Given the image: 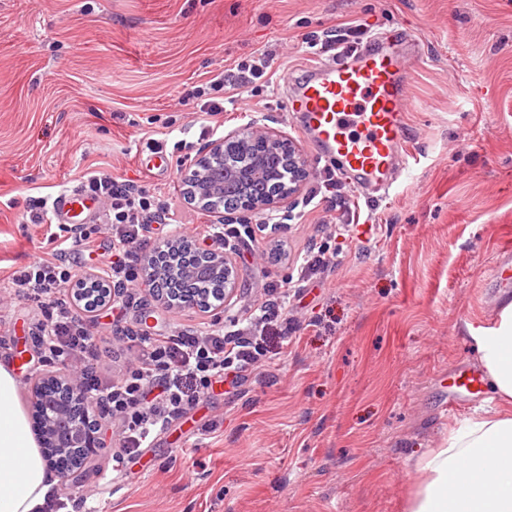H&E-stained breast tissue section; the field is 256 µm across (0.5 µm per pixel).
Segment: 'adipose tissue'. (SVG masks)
<instances>
[{
  "instance_id": "obj_1",
  "label": "adipose tissue",
  "mask_w": 512,
  "mask_h": 512,
  "mask_svg": "<svg viewBox=\"0 0 512 512\" xmlns=\"http://www.w3.org/2000/svg\"><path fill=\"white\" fill-rule=\"evenodd\" d=\"M490 406L450 423L416 464L401 512H512V299L466 326ZM54 481L19 402L11 364L0 362V512H37Z\"/></svg>"
}]
</instances>
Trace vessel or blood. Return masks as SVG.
<instances>
[{
    "mask_svg": "<svg viewBox=\"0 0 512 512\" xmlns=\"http://www.w3.org/2000/svg\"><path fill=\"white\" fill-rule=\"evenodd\" d=\"M420 49V41L407 32L376 34L363 47L307 66L302 80L289 82L285 110L304 114L303 136L336 156L361 195L389 196L412 176L406 96ZM98 207L95 198L73 189L56 197L52 213L58 223L78 224ZM483 386L480 370H456L449 407Z\"/></svg>",
    "mask_w": 512,
    "mask_h": 512,
    "instance_id": "b4317fda",
    "label": "vessel or blood"
}]
</instances>
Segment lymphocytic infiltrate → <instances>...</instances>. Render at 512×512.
Listing matches in <instances>:
<instances>
[{
    "label": "lymphocytic infiltrate",
    "mask_w": 512,
    "mask_h": 512,
    "mask_svg": "<svg viewBox=\"0 0 512 512\" xmlns=\"http://www.w3.org/2000/svg\"><path fill=\"white\" fill-rule=\"evenodd\" d=\"M269 66L267 56L238 62L203 85L186 89L180 102L195 111L216 116L224 112L225 91H240L261 78ZM81 190L106 205L105 221L112 231V261L107 276L113 286L125 289L115 300L118 313L112 332L126 343L132 359L118 379L105 380L97 373L102 341L74 312L68 288L79 277L70 264L67 244L90 247L83 230H69L66 243L33 257L28 264L0 277V289L17 296L43 301L45 314L37 325L41 352L48 361L82 372L85 388L98 396L106 417L120 427V446L112 454L115 469L134 463L141 449L196 407L215 384L231 380L239 384L248 368L262 364L266 351L261 341L269 330L288 336L296 327L289 306L304 283L323 274L339 252L329 242L299 252L295 264L298 279L284 277L262 283L261 296L232 330L198 333L191 330L147 336L126 311L135 302L142 284L139 252L148 245L143 231L150 224L170 221L171 208L161 204L136 181L119 179L101 171L84 174Z\"/></svg>",
    "instance_id": "1"
}]
</instances>
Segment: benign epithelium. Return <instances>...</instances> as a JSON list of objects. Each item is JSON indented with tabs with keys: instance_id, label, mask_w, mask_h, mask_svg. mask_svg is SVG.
Wrapping results in <instances>:
<instances>
[{
	"instance_id": "1",
	"label": "benign epithelium",
	"mask_w": 512,
	"mask_h": 512,
	"mask_svg": "<svg viewBox=\"0 0 512 512\" xmlns=\"http://www.w3.org/2000/svg\"><path fill=\"white\" fill-rule=\"evenodd\" d=\"M260 144L265 153H275L282 146L288 147V182L273 195L246 202L238 210L242 217L260 215L281 208L301 192L308 171L295 142L283 134L266 127L234 129L204 145L194 156L184 183L189 202L217 214L219 223L225 215L209 204L222 196L224 180L245 181L268 174L264 153L252 151ZM209 274L221 283V300L224 304L234 297L238 282L232 275V264L222 252L208 254ZM94 281L100 287L101 303L108 307L116 297V289L105 275L88 271L80 282ZM33 400L30 417L40 447L49 449L45 455L47 465L54 470L63 484L77 485L88 464L96 454L102 422L92 423L91 417L99 416L102 401L85 392L79 372L71 367L45 371L34 378Z\"/></svg>"
}]
</instances>
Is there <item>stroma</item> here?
Masks as SVG:
<instances>
[{
	"mask_svg": "<svg viewBox=\"0 0 512 512\" xmlns=\"http://www.w3.org/2000/svg\"><path fill=\"white\" fill-rule=\"evenodd\" d=\"M405 28L423 50L409 75V146L416 177L355 211L312 201L328 172L307 144L309 176L288 231L238 239L239 287L202 314L140 290L130 317L150 332L231 329L262 282L294 275L292 258L343 224L342 253L306 287L292 337H268L270 359L215 392L144 449L143 471L112 473V442L78 489L74 512H401L414 466L448 422L449 374L476 366L466 323L497 302L489 274L512 247V0H0V268L50 251L49 228L26 223L35 198H55L90 169L141 178L145 138L165 137L167 168L144 179L175 220L213 223L183 195L180 139L205 114L180 92L242 60L269 55L267 74L224 103V128L298 133L283 78L324 54L309 47L337 28ZM92 252L78 272L104 270L112 248L100 219L84 224ZM38 302H0V333L23 406L47 370L34 335Z\"/></svg>",
	"mask_w": 512,
	"mask_h": 512,
	"instance_id": "obj_1",
	"label": "stroma"
}]
</instances>
